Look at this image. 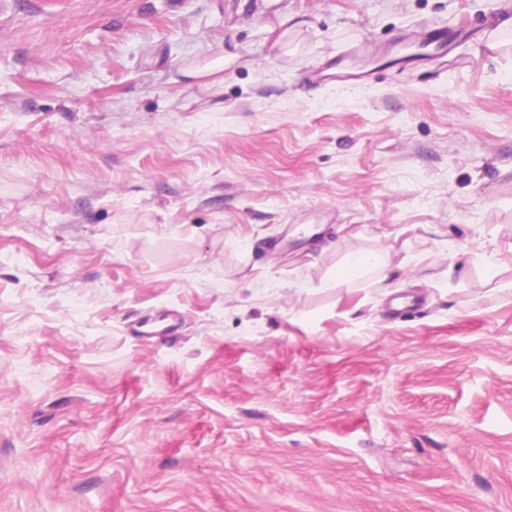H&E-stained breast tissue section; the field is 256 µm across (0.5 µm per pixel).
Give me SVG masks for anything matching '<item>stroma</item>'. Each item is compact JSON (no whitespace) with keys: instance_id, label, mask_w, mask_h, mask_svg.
Masks as SVG:
<instances>
[{"instance_id":"obj_1","label":"stroma","mask_w":512,"mask_h":512,"mask_svg":"<svg viewBox=\"0 0 512 512\" xmlns=\"http://www.w3.org/2000/svg\"><path fill=\"white\" fill-rule=\"evenodd\" d=\"M512 0H12L0 512H512ZM463 67L402 64L434 26ZM224 57V82L181 66ZM382 61L370 86L323 74ZM385 254L391 286L335 280Z\"/></svg>"}]
</instances>
